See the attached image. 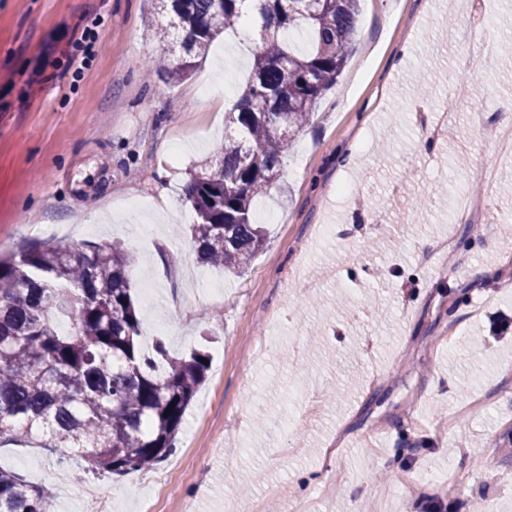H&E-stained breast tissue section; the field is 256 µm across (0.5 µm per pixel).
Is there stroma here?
<instances>
[{"label": "stroma", "mask_w": 512, "mask_h": 512, "mask_svg": "<svg viewBox=\"0 0 512 512\" xmlns=\"http://www.w3.org/2000/svg\"><path fill=\"white\" fill-rule=\"evenodd\" d=\"M155 19L153 0H0V253L133 248L140 346L206 349L207 380L157 468L113 479L20 443L0 466L52 512H512V156L494 148L512 120V0H362L240 276L197 262L184 189L224 140L225 86H244L252 51L226 33L174 84L147 73L169 50ZM473 37L499 46L477 66V128L473 103L449 98ZM445 105L453 137L427 138L415 109ZM482 166L493 206L480 228L450 222L459 194L481 198Z\"/></svg>", "instance_id": "1"}]
</instances>
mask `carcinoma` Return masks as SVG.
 Instances as JSON below:
<instances>
[{"label":"carcinoma","mask_w":512,"mask_h":512,"mask_svg":"<svg viewBox=\"0 0 512 512\" xmlns=\"http://www.w3.org/2000/svg\"><path fill=\"white\" fill-rule=\"evenodd\" d=\"M251 2L245 15L246 0H158L155 34L178 52L152 67L185 81L222 33L244 20L257 29L244 93L224 110V142L185 190L198 256L235 275L265 242L253 202L275 187L286 148L336 84L359 9V0ZM292 29L307 34V50L286 38ZM134 261L133 250L112 242L36 241L0 257V440L37 439L58 464L99 475L148 470L173 451L209 355L139 348L127 278ZM0 512H51L50 497L0 467Z\"/></svg>","instance_id":"carcinoma-1"}]
</instances>
